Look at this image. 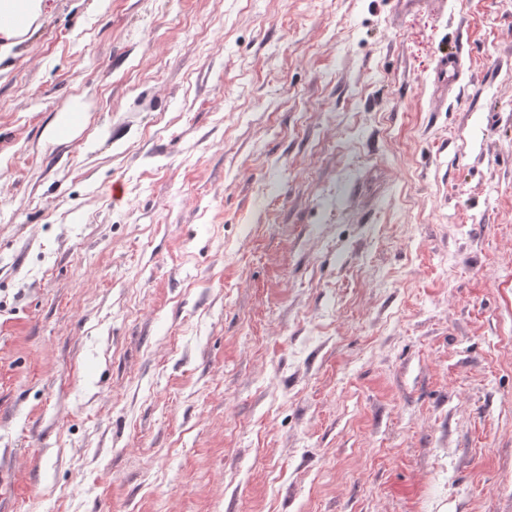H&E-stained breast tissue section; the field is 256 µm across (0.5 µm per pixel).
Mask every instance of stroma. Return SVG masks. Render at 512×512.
<instances>
[{"label":"stroma","mask_w":512,"mask_h":512,"mask_svg":"<svg viewBox=\"0 0 512 512\" xmlns=\"http://www.w3.org/2000/svg\"><path fill=\"white\" fill-rule=\"evenodd\" d=\"M0 470L512 512V0H56L0 73ZM80 114L82 113L75 110H65L59 112L54 121L51 136L54 139L70 137L74 130L79 126V122L76 123V121L77 119L80 120Z\"/></svg>","instance_id":"35a3bbf8"}]
</instances>
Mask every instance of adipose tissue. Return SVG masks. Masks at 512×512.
<instances>
[{"label":"adipose tissue","mask_w":512,"mask_h":512,"mask_svg":"<svg viewBox=\"0 0 512 512\" xmlns=\"http://www.w3.org/2000/svg\"><path fill=\"white\" fill-rule=\"evenodd\" d=\"M51 11L49 0H0V67L10 66Z\"/></svg>","instance_id":"obj_1"}]
</instances>
